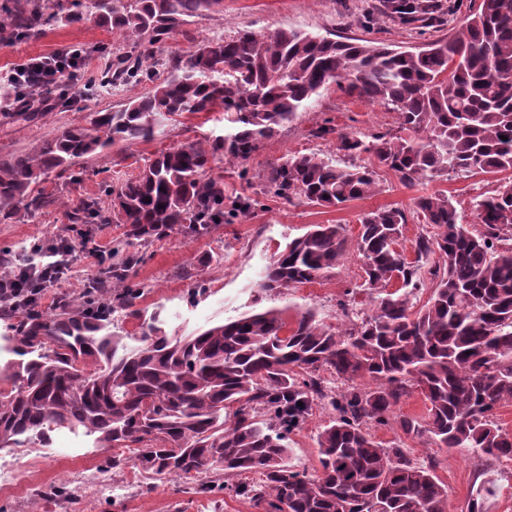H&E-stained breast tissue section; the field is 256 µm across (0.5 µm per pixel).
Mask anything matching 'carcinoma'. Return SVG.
<instances>
[{
  "label": "carcinoma",
  "mask_w": 512,
  "mask_h": 512,
  "mask_svg": "<svg viewBox=\"0 0 512 512\" xmlns=\"http://www.w3.org/2000/svg\"><path fill=\"white\" fill-rule=\"evenodd\" d=\"M224 10V0H53L17 5L0 29L23 37L46 25L95 21L139 47L112 56L102 83L154 82L121 109L97 113L33 150L0 159V214L46 204L38 186L52 172L117 142L151 140L165 120L224 112V134L164 149L139 173L106 186L115 223L148 244L176 226L209 232L245 217L262 198L337 208L381 191L378 170L412 186L448 172H512V0H481L455 35L398 47L333 39L299 29L208 39L160 78L154 46L188 19ZM434 0H387L383 16L403 25L435 14ZM348 94L395 114L396 128L339 132L336 155L286 153L255 174V197L224 193L216 161L246 164L265 142L312 107L322 91ZM480 228L461 222L448 194L414 208L359 217L354 251L363 282L346 292L336 319L313 309L253 310L206 329L170 336L137 308L128 284L134 257H119L91 284L94 301L15 313L17 359L0 368V450L47 445L60 429L82 430L117 448L112 467L146 479L224 477V489L262 512H448V486L409 449L375 440L397 425L438 448L492 465L512 459V432L497 410L512 404V180L472 200ZM422 225L403 246L408 218ZM348 248L341 224H312L267 266L260 290L286 294L334 274ZM362 291L367 303L349 295ZM429 293L419 306L417 298ZM139 321V335L113 329L112 313ZM423 417L395 414L412 394ZM318 405L321 475L289 461L286 441ZM257 473V482L241 476ZM287 510H282V506Z\"/></svg>",
  "instance_id": "obj_1"
}]
</instances>
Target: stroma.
<instances>
[{
	"mask_svg": "<svg viewBox=\"0 0 512 512\" xmlns=\"http://www.w3.org/2000/svg\"><path fill=\"white\" fill-rule=\"evenodd\" d=\"M443 23L397 26L381 20L384 0H224V9L192 18L173 37L156 45L158 58L176 59L204 40L231 36L243 28L268 32L295 28L327 36H348L385 44L410 46L450 36L481 0H439ZM80 45L93 56L76 93L53 92L46 115L29 124L0 125V158L29 150L74 126H90L95 113L109 112L129 97L147 92L149 80L118 88H89L87 79L103 71L108 52L132 50L125 41L99 27L94 20L77 25L54 24L19 39L0 33V71L23 59L56 49ZM331 121L335 131L322 139L309 137L312 126ZM394 115L384 107L370 104L331 87L314 107L301 112L278 136L254 156L251 170L269 167L283 154L334 151L336 132H377L393 127ZM221 113L186 114L166 123L149 141L120 142L109 150L76 159L71 172L50 175L46 193L53 200L36 211L18 208L0 217V256L13 264L27 260L33 244L50 246L66 240L81 251L85 237L106 248L124 242L126 254L136 262L129 272L131 283L144 286L139 306L158 313L171 335L204 329L217 321L239 316L252 309L278 308L288 315L312 308L329 323L335 322L337 303L346 289L360 284V264L354 251H347L335 276L290 289L285 294L263 293L258 282L265 267L293 238L312 224H340L348 240H355L358 217L380 207L410 209L416 197L437 190L448 193L463 217L471 215V201L491 193L501 175L448 174L432 182L403 186L389 171H381L382 191L371 198L353 201L340 208L309 206L302 201L283 203L270 198L247 218L221 224L201 237L173 229L167 236L143 246L129 239L123 224L101 222L87 216L74 224L69 210L88 203L107 209L109 200L101 183L119 184L137 175L145 160L160 150L191 141H203L222 134ZM92 259L77 258L68 276L51 288L38 304L39 311L53 307L64 293L79 295L85 281L98 275ZM328 419V411L316 408L302 427L290 435V461L297 469L319 476L321 467L317 435ZM378 441L402 442L413 449L417 459L431 460L437 476L448 486L449 512H467L476 488L492 481L494 493L485 501L486 512H512V464L500 461L487 468L480 461L456 449L439 448L424 437L403 435L394 426L375 429ZM112 449L97 447L93 438L61 429L48 445L30 444L0 451V512H254L251 505L215 482L202 493L192 479L168 477L145 489L141 474L133 467L112 468Z\"/></svg>",
	"mask_w": 512,
	"mask_h": 512,
	"instance_id": "35a3bbf8",
	"label": "stroma"
}]
</instances>
